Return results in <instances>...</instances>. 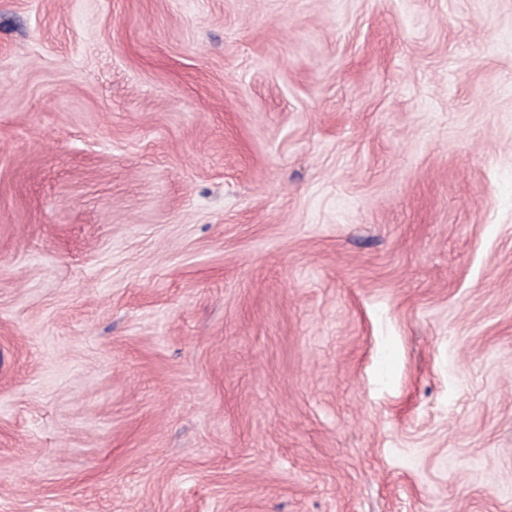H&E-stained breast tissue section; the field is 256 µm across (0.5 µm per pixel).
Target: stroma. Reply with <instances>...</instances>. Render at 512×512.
<instances>
[{"instance_id": "1", "label": "stroma", "mask_w": 512, "mask_h": 512, "mask_svg": "<svg viewBox=\"0 0 512 512\" xmlns=\"http://www.w3.org/2000/svg\"><path fill=\"white\" fill-rule=\"evenodd\" d=\"M0 512H512V0H0Z\"/></svg>"}]
</instances>
